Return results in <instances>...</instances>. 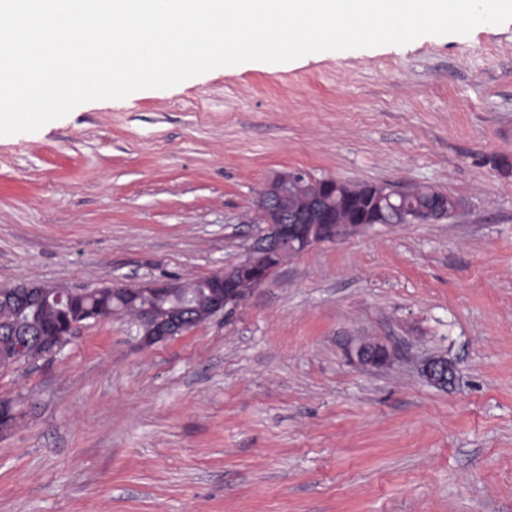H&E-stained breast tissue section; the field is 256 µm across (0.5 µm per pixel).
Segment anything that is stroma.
I'll return each mask as SVG.
<instances>
[{"mask_svg": "<svg viewBox=\"0 0 512 512\" xmlns=\"http://www.w3.org/2000/svg\"><path fill=\"white\" fill-rule=\"evenodd\" d=\"M301 170L462 213L285 262L151 347L128 317L0 366V512H512V22L244 62L0 136V287L190 281ZM394 353L351 364L341 343ZM442 355L439 388L417 361Z\"/></svg>", "mask_w": 512, "mask_h": 512, "instance_id": "obj_1", "label": "stroma"}]
</instances>
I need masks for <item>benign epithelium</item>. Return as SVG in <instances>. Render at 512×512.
Returning a JSON list of instances; mask_svg holds the SVG:
<instances>
[{
    "label": "benign epithelium",
    "instance_id": "7a95c632",
    "mask_svg": "<svg viewBox=\"0 0 512 512\" xmlns=\"http://www.w3.org/2000/svg\"><path fill=\"white\" fill-rule=\"evenodd\" d=\"M336 180L316 179L298 171H282L268 181L256 199L257 235L245 255L224 272L203 279L181 282L154 279L134 284L114 283L98 289L73 290L59 285L20 282L0 289V333L12 337L9 348L0 349V362L33 360L62 349L76 330L88 321L127 314L137 328L139 341L153 346L183 336L219 315H229L248 294L266 284L284 262L326 241L336 240V227L329 224L331 198ZM389 224H429L449 216L442 199L420 213H409L395 205L382 213ZM108 292L116 305L103 314L89 310L69 321L75 298L85 293ZM52 305L64 310L61 320L46 323L40 313ZM346 357L355 365L381 368L394 354L348 339L342 344ZM430 383L445 387L454 377L453 366L442 357H429L418 366Z\"/></svg>",
    "mask_w": 512,
    "mask_h": 512
}]
</instances>
